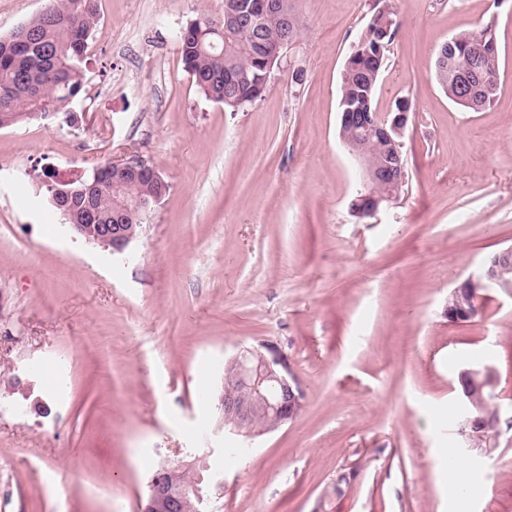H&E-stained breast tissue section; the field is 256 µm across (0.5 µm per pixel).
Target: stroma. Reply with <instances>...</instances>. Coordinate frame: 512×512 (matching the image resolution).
<instances>
[{"instance_id":"1","label":"stroma","mask_w":512,"mask_h":512,"mask_svg":"<svg viewBox=\"0 0 512 512\" xmlns=\"http://www.w3.org/2000/svg\"><path fill=\"white\" fill-rule=\"evenodd\" d=\"M290 3L299 34L240 111L197 89L177 40L224 0H98L74 122L0 128V512H138L159 466L203 452L223 512H512V293L446 316L512 246V0H393L374 107L409 102L407 179L370 216L350 207L363 175L338 128L374 0ZM490 21L501 94L469 112L434 57ZM132 157L169 191L118 256L75 238L41 182ZM244 347L304 394L250 442L218 405ZM478 364L497 369L507 422L487 455L457 433L456 376ZM512 253V247L503 249L491 255L484 263L481 271L477 275H469L458 286L453 288L450 293L457 298L455 305L449 306L446 315L452 322H464L473 317L479 308L483 306L484 301L474 303L484 295L485 291L491 288H499L501 285L500 261L503 257ZM473 305V309L471 305ZM474 315V316H475Z\"/></svg>"}]
</instances>
